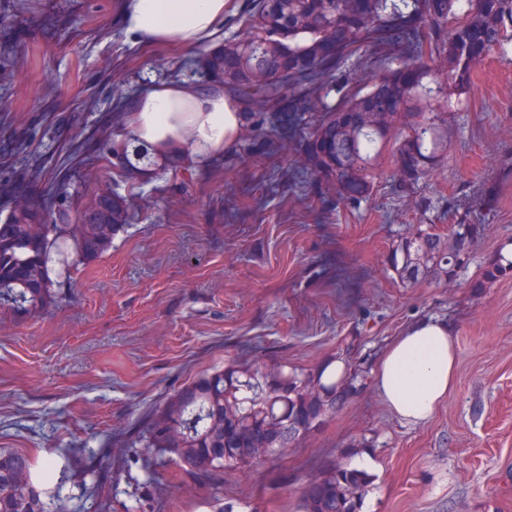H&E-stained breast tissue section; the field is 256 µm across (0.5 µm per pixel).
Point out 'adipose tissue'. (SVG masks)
<instances>
[{
  "mask_svg": "<svg viewBox=\"0 0 512 512\" xmlns=\"http://www.w3.org/2000/svg\"><path fill=\"white\" fill-rule=\"evenodd\" d=\"M228 0H125L129 34L147 47L194 51L219 42ZM244 118L234 98L195 83L150 85L129 106L126 132L160 158L178 156L200 170L237 142ZM456 342L444 322L421 320L396 336L380 356L375 384L400 418L429 419L456 379Z\"/></svg>",
  "mask_w": 512,
  "mask_h": 512,
  "instance_id": "adipose-tissue-1",
  "label": "adipose tissue"
}]
</instances>
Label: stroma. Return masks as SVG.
<instances>
[{"mask_svg": "<svg viewBox=\"0 0 512 512\" xmlns=\"http://www.w3.org/2000/svg\"><path fill=\"white\" fill-rule=\"evenodd\" d=\"M195 52L145 48L123 0H0V222L48 209L95 168L115 108L188 79ZM448 114L443 163L403 187L383 153L369 198L340 203L304 150L314 130L264 113L208 170L134 189L138 219L72 272L33 318L0 321V448L49 463L68 512H208L206 489L146 448L123 449L174 390L231 364L362 379L283 454L227 472L233 512H298L329 465L369 456L359 512H512V274L484 282L512 242V54L478 64ZM480 225L452 281H401L394 250L414 225ZM448 322L457 381L435 415L398 418L375 362L422 320Z\"/></svg>", "mask_w": 512, "mask_h": 512, "instance_id": "obj_1", "label": "stroma"}]
</instances>
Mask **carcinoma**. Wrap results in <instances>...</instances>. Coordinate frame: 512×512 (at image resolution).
<instances>
[{
    "label": "carcinoma",
    "mask_w": 512,
    "mask_h": 512,
    "mask_svg": "<svg viewBox=\"0 0 512 512\" xmlns=\"http://www.w3.org/2000/svg\"><path fill=\"white\" fill-rule=\"evenodd\" d=\"M244 25V36L197 51L195 76L210 85L223 71L224 91L238 99L248 123L285 102L290 112L310 114L316 129L308 152L343 202L371 194L389 145L404 186L438 166L448 89L465 92L489 53L512 54V0H250ZM383 112L391 116L387 125L379 121ZM136 151L126 135L108 138L98 153L101 166L113 169L107 192H90L88 174L80 189H57L68 200L62 215L50 212L37 226L0 224V317L29 318L56 301L60 281L51 263L62 245L71 257L66 274L112 247L135 218L122 189L165 175L133 162ZM469 230L464 221L454 224L444 240L419 228L427 270L452 279L448 251L471 246ZM511 271L512 260L499 259L485 282ZM344 390L323 383L320 368L229 365L172 393L128 445L174 460L210 491V512H227L219 496L224 473L318 429ZM364 483V472L333 466L301 492V512H355ZM65 500L61 487L40 486L28 454L0 448V512H61Z\"/></svg>",
    "instance_id": "cac0c4a2"
}]
</instances>
